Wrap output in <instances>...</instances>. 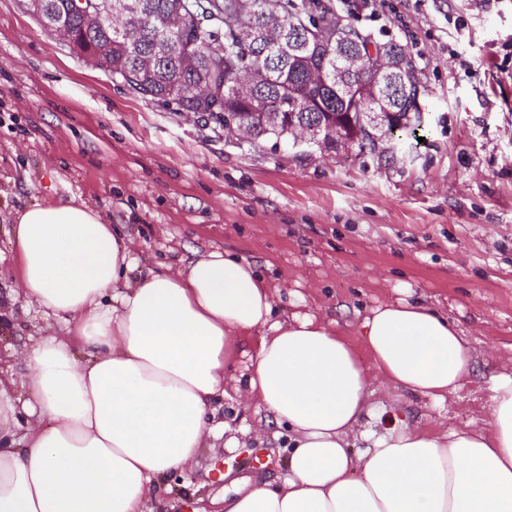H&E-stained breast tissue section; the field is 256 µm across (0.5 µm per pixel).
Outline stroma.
I'll use <instances>...</instances> for the list:
<instances>
[{"instance_id": "stroma-1", "label": "stroma", "mask_w": 512, "mask_h": 512, "mask_svg": "<svg viewBox=\"0 0 512 512\" xmlns=\"http://www.w3.org/2000/svg\"><path fill=\"white\" fill-rule=\"evenodd\" d=\"M360 27L400 42L424 92L423 143L380 161L292 138L227 137L165 108L47 32L21 0H0V293L17 283L11 217L34 202L80 198L158 271L228 251L277 286L283 318L311 311L347 338L400 298L448 316L476 356L443 410L379 387L430 429L483 425L490 378L512 364V0H403ZM24 298L0 307V381L27 373L32 338L64 333ZM224 437L172 477L160 512H222L243 477L275 485L286 437L256 406L221 400Z\"/></svg>"}]
</instances>
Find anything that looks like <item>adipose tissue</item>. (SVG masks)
<instances>
[{
	"instance_id": "adipose-tissue-1",
	"label": "adipose tissue",
	"mask_w": 512,
	"mask_h": 512,
	"mask_svg": "<svg viewBox=\"0 0 512 512\" xmlns=\"http://www.w3.org/2000/svg\"><path fill=\"white\" fill-rule=\"evenodd\" d=\"M11 240L20 290L67 333L36 340L0 398V512H155L165 478L228 431L213 418L231 392L287 429L288 457L278 485L237 490L224 512H512V369L479 427L424 431L373 399L380 384L441 409L464 387L474 354L441 312L378 305L354 342L312 313L278 319L245 258L137 273L132 240L76 198L16 210ZM255 330L249 372L227 375Z\"/></svg>"
}]
</instances>
